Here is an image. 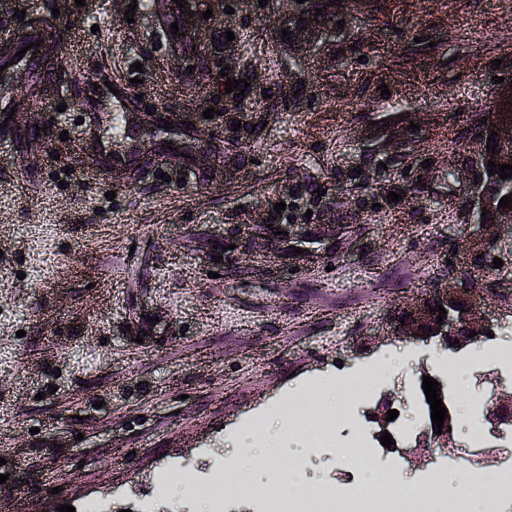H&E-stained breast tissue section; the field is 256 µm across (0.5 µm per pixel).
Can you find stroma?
I'll return each instance as SVG.
<instances>
[{"instance_id":"obj_1","label":"stroma","mask_w":512,"mask_h":512,"mask_svg":"<svg viewBox=\"0 0 512 512\" xmlns=\"http://www.w3.org/2000/svg\"><path fill=\"white\" fill-rule=\"evenodd\" d=\"M26 2L0 0V67L14 77L0 91V512H203L158 480L207 481L261 439L275 440L272 456L232 473L236 487L276 496L287 470L298 486H355L331 453L305 462L279 411L313 384L362 382L379 361L389 372L339 419L334 446L362 433L378 469L420 481L451 457L498 466L512 434L462 406L453 451L414 466L402 427L427 423L422 378L440 377L449 353L393 337L391 322L447 278L473 230L448 169L471 153L470 119L489 112L495 77L512 78V0H344L318 61L283 43L276 0H224L228 27L194 11L181 36L172 0ZM229 39L249 76L241 96L220 75ZM117 81L129 103L113 99ZM87 112L101 145L129 158L92 180ZM227 112L258 133L232 135ZM261 216L291 225L296 244L239 246ZM387 395L394 448L368 419Z\"/></svg>"}]
</instances>
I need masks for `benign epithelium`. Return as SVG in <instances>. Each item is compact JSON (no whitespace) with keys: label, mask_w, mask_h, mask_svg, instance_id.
Instances as JSON below:
<instances>
[{"label":"benign epithelium","mask_w":512,"mask_h":512,"mask_svg":"<svg viewBox=\"0 0 512 512\" xmlns=\"http://www.w3.org/2000/svg\"><path fill=\"white\" fill-rule=\"evenodd\" d=\"M281 11L279 18L288 22L289 30L294 39L299 41L309 50L318 52L327 42L330 35V24L324 20L320 23L304 24L299 21L302 12L299 11V3L296 0H279ZM493 131L497 135L492 137V145L496 146L495 153L486 156V160L495 162V165H512V80L504 83L497 92L496 100L489 113ZM463 209L471 217V223L476 229L464 239V248L471 257L489 253L491 245L501 239L504 227L512 224L506 218L491 219L481 216L482 210H491L492 202L489 198L483 179H469L464 196L461 199ZM247 248L251 251H266L271 243L262 232L264 225L251 224ZM462 288L453 274H448V279L433 285L431 294L417 302L407 305L404 312L409 314L405 323L395 320L392 322L394 335L403 337L412 342L424 346H439L444 350L449 349L451 337L457 335L461 329L477 332V336L484 337L486 332L493 329V324L486 319L476 306L477 297H472L464 306L458 304ZM440 304L447 314L437 318V313L429 309L431 303ZM442 324H437V321ZM394 409L393 402L384 398L376 404L371 412V422L376 425V436L380 437L385 432L391 431L395 422L386 421L387 411ZM484 420L493 431L504 427L512 429V392L490 393L483 409ZM453 425L452 414H447L442 427V434L433 430L434 424L428 425V431L424 436L430 438V443L419 445L420 450L426 452L430 444L438 448H452L455 445L454 432L448 431Z\"/></svg>","instance_id":"obj_1"}]
</instances>
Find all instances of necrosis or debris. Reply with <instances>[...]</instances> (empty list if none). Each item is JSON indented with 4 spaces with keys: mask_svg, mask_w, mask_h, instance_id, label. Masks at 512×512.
Instances as JSON below:
<instances>
[{
    "mask_svg": "<svg viewBox=\"0 0 512 512\" xmlns=\"http://www.w3.org/2000/svg\"><path fill=\"white\" fill-rule=\"evenodd\" d=\"M281 414L289 429L304 434L314 452H323L332 435L334 414L305 419L290 404L282 407ZM246 493L259 502L262 512H497L500 499L512 497V454L493 470L474 466L452 476L447 468L437 469L427 476L425 490L409 496L387 473L353 490L317 485L272 496L263 487L250 486Z\"/></svg>",
    "mask_w": 512,
    "mask_h": 512,
    "instance_id": "4bbe7bcc",
    "label": "necrosis or debris"
}]
</instances>
